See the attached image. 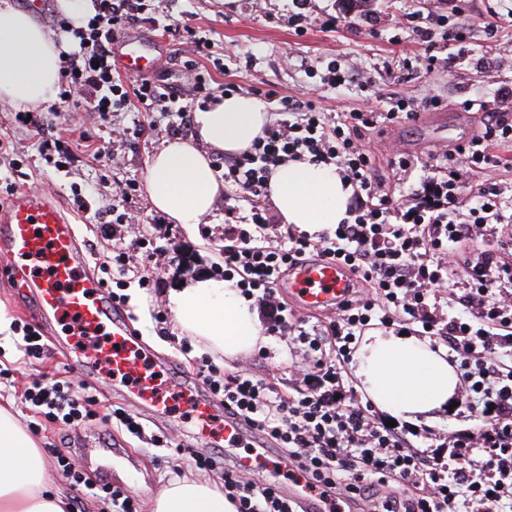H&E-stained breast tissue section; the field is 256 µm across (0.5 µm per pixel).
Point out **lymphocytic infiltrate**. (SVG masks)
<instances>
[{"mask_svg": "<svg viewBox=\"0 0 512 512\" xmlns=\"http://www.w3.org/2000/svg\"><path fill=\"white\" fill-rule=\"evenodd\" d=\"M93 2L86 25L55 23L72 44L63 55L61 100L74 102L93 89L86 109L104 119L134 99L144 112L166 113L171 133L186 132L192 109L179 105L170 86L148 77L127 85L112 77V44L141 20L142 0ZM265 96L278 102L280 117L246 152L225 162V184L258 197L282 162L332 161L354 189L352 217L316 241L292 232L276 247L247 239L225 247V275H238L242 294L265 310L270 334L286 339L303 364L290 393L246 370L223 373L205 364L201 372L211 394L245 421L248 432L287 451V478L304 481L327 512H512V365L499 359L502 350L512 349V298L501 296L488 276L492 255L471 260L454 253L462 236L484 237L488 226L506 221V204L495 188L470 198L462 190L473 173L498 166L492 148L512 142V117H488L465 143L436 149L423 162L391 143V174L384 177L362 145L364 130L415 120L419 111L441 107L440 98L428 96L415 105L400 96L387 111L357 110L335 119L310 100L272 88ZM311 252L341 263L363 287L337 306L334 319L310 326L293 322L279 287ZM459 268L467 270L472 287L462 312L444 318L430 301ZM376 322L448 348L482 420L477 431L452 436L448 459L421 451L410 438L411 427L387 426L345 387L342 372L351 346ZM22 397L68 427L90 417L94 403L74 394L69 382L39 376ZM186 464L223 469L224 495L237 512H305L279 480L235 470L215 455L193 453Z\"/></svg>", "mask_w": 512, "mask_h": 512, "instance_id": "f902f5d3", "label": "lymphocytic infiltrate"}]
</instances>
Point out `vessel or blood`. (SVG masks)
Segmentation results:
<instances>
[{"mask_svg": "<svg viewBox=\"0 0 512 512\" xmlns=\"http://www.w3.org/2000/svg\"><path fill=\"white\" fill-rule=\"evenodd\" d=\"M123 69L134 76L149 74L155 59L142 55L137 42L124 46ZM0 249L16 263L22 287L28 288L38 316L59 323L66 336L70 358L87 374L112 382L131 393L140 406L160 413L169 410L167 391L188 389V375L164 365L158 375L147 370L149 360L139 332L129 318L115 310L103 296L80 247L76 228L66 218L54 197L21 188L0 207ZM352 285L348 271L334 261L300 264L288 282L291 293L304 309L319 312L347 298ZM219 407L205 394L188 402L190 423L197 437L210 439L245 469L274 470L276 459L270 449H238L246 437L240 421L219 419Z\"/></svg>", "mask_w": 512, "mask_h": 512, "instance_id": "b4317fda", "label": "vessel or blood"}]
</instances>
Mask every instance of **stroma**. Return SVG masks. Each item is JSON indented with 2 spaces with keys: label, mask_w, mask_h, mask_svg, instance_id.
I'll use <instances>...</instances> for the list:
<instances>
[{
  "label": "stroma",
  "mask_w": 512,
  "mask_h": 512,
  "mask_svg": "<svg viewBox=\"0 0 512 512\" xmlns=\"http://www.w3.org/2000/svg\"><path fill=\"white\" fill-rule=\"evenodd\" d=\"M146 13L158 19V26L137 23L133 35L151 36L152 56L159 63L152 75L179 89L189 90L177 58L186 48L185 37L164 32L166 24L189 27L196 37L208 41L207 55L198 57L202 73L210 75L215 91L233 84L237 93L256 95L275 88L284 96L315 100L322 111L341 114L353 110L386 111V97L369 96L365 86L381 85L387 92L414 100L427 96L441 98L445 106L424 112L420 120L366 131L364 143L371 149L385 151L386 140L394 139L413 156H425L439 146L455 147L471 137L486 119L488 109L512 113V99L498 95L501 87H512V66H500V59L512 56V0H461L458 11H451L448 0H372L368 14L345 13L342 0H235L225 8L224 0H146ZM462 28L468 38L462 46L447 45V28ZM434 46L439 57L453 56L451 66L426 70L427 46ZM341 71H353L357 81L340 87L326 80L328 64ZM20 107L0 100V127L6 128L14 146L16 165L11 173L15 187L51 193L80 229L79 241L95 276H102V263L111 261L112 250L125 245L131 236L151 241L165 249L166 258L149 271L148 287L130 283L124 292L129 297L127 313L132 325L142 335L151 360H174L189 376H196L204 357H211L220 369L232 372L252 368L257 377L275 380L283 391H291L296 380L289 366L291 356L279 337H272L268 358L250 353L236 360L211 353L203 343L192 345L183 353L182 339L173 330L169 313L163 312V296L170 288L202 274L223 275L224 247L240 231L250 234L253 244L277 245L287 227L281 224L268 196L252 197L226 187L223 197L199 226L197 237H189L182 225L167 220L155 211L145 188V170L152 154L161 148L171 133L168 120L154 113L142 117L128 108L100 119L88 112H41L40 118L51 134L68 131L74 151L69 168L58 171L39 155L34 139L16 115ZM143 121L137 136H125L126 127ZM106 146L107 156L93 157L88 142ZM499 166L476 173L463 190L464 196L476 195L484 186H496L512 196V144L496 147ZM80 189L91 202V210L71 209L73 189ZM128 190L125 208L137 223L133 230L100 222L99 216L111 210L119 190ZM261 209L266 221L252 223L254 209ZM8 257L0 256V315L8 326L0 328V368L6 375L0 380V403L8 401L18 419L40 443L46 460L47 479L72 498L78 490L62 474L59 457H66L83 477L98 480L99 472L89 458L79 452L84 436H101L108 442L123 441L130 448L134 465H123L116 486L135 484L140 503L159 494L174 482L173 467L180 465L184 452L211 453V445L195 436L185 423L181 398H174L172 415L146 418L150 431L170 438L169 448H149L112 428L105 416L112 407H129L123 392L97 382L80 371H66L67 357L55 346L61 334L57 324L44 323L34 312L35 306L18 282L9 279ZM24 321L42 334L47 350L33 365L14 372L18 352L9 325ZM54 380L68 378L75 392L95 395L92 415L79 426L67 428L34 413L22 392L29 376ZM467 401H460L456 415L423 425L417 442L439 446L456 430L479 427Z\"/></svg>",
  "instance_id": "stroma-1"
}]
</instances>
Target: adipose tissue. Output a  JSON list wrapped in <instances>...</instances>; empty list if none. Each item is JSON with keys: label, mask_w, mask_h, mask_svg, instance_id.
Wrapping results in <instances>:
<instances>
[{"label": "adipose tissue", "mask_w": 512, "mask_h": 512, "mask_svg": "<svg viewBox=\"0 0 512 512\" xmlns=\"http://www.w3.org/2000/svg\"><path fill=\"white\" fill-rule=\"evenodd\" d=\"M60 49L26 11L0 5V97L16 104L51 99L58 86ZM195 136L168 142L146 167L152 206L195 233L201 219L224 195V181L210 155L235 156L247 150L269 124L265 104L246 95H228L193 114ZM353 193L336 164L306 160L277 166L268 195L282 223L308 235L322 233L348 217ZM166 306L179 335L203 342L235 359L269 343L255 307L235 281L198 277L171 289ZM355 387L389 419L409 423L438 419L455 402L461 377L448 350L427 338L391 329L361 336L351 357ZM0 512H67L62 490L46 479L36 439L11 406L0 404ZM149 512H236L223 490L207 478L170 484L149 503Z\"/></svg>", "instance_id": "ef3b65f1"}]
</instances>
